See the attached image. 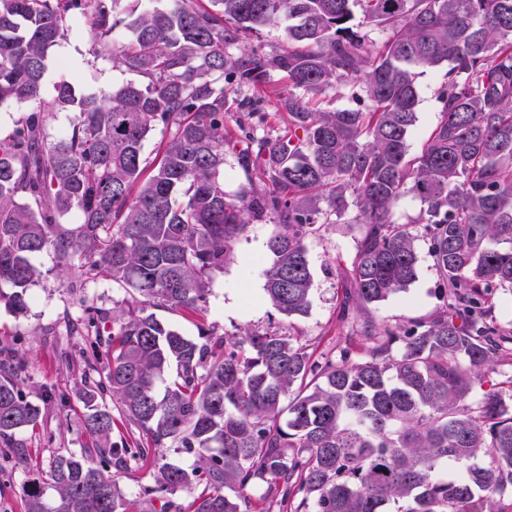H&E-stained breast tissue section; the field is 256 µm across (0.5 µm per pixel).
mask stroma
Returning a JSON list of instances; mask_svg holds the SVG:
<instances>
[{
    "label": "stroma",
    "instance_id": "stroma-1",
    "mask_svg": "<svg viewBox=\"0 0 512 512\" xmlns=\"http://www.w3.org/2000/svg\"><path fill=\"white\" fill-rule=\"evenodd\" d=\"M97 40L89 21L78 16L68 22L64 36L49 54L44 77L45 94L54 86L70 81L82 94L100 93L129 82H139L136 73L111 58L94 54ZM444 67L418 75L416 122L409 138L411 153H419L440 120L438 94L444 81ZM231 101L249 100L262 115L257 135L273 139L288 127V115L280 108L292 86L287 77L273 75L262 84H227ZM356 210L331 216L328 225L306 241L307 258L313 276L312 309L308 316L291 320L279 313L265 294V270L272 263L268 240L275 231L273 219L251 220L234 245L233 258L224 269L210 273L206 301L193 314L163 307L155 315L172 323L186 336L198 338L200 329L220 337H232L250 328L292 336L314 357L331 352L349 336L353 324L366 318L395 324L406 319L428 320L441 306L443 284L427 256L425 244H418L421 260L415 281L405 292L369 307L364 316L342 315L340 302L348 286L342 273L349 266L355 245L363 233L356 222ZM33 262L39 276L27 291V308L17 313L0 306V360L23 354L27 374L22 384L28 399L44 411V422L36 430L18 437L15 448L0 446V512H25L21 487L33 471L47 469L53 456L83 453L89 440L83 432L85 357L91 356L94 340L76 335L85 305L104 310L126 304L130 295L120 284L99 278L74 287L76 270L60 275L53 254L43 253ZM156 466H131L119 472L117 487L135 512H152L159 502L153 494Z\"/></svg>",
    "mask_w": 512,
    "mask_h": 512
}]
</instances>
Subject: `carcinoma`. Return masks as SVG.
Wrapping results in <instances>:
<instances>
[{"mask_svg":"<svg viewBox=\"0 0 512 512\" xmlns=\"http://www.w3.org/2000/svg\"><path fill=\"white\" fill-rule=\"evenodd\" d=\"M122 0H0V104L28 115L0 138V304L16 311L53 253L80 278L104 275L132 301L86 308L105 365L85 361L83 428L92 447L54 456L25 481L27 512H132L115 473L177 446L200 456L188 471L164 463L161 492L198 488L190 512H251L250 492L289 512H505L512 498V414L503 390L473 392L512 354V330L492 295L512 289V0H167L120 16ZM362 20L355 21L354 8ZM98 31L94 51L146 83L79 95L68 81L43 97L50 51L68 16ZM286 24L288 47L236 56L241 31ZM126 44L105 39L117 26ZM386 32L381 48L364 28ZM448 64L441 120L409 154L417 71ZM279 72L304 91L352 90L358 108L315 110L281 99L288 131L246 134L239 167L264 188L224 197V78L260 84ZM76 114L46 142L53 112ZM169 129L162 154L143 144ZM421 205L418 228L396 217ZM356 207L365 231L344 305L359 311L403 292L424 239L444 284L427 321L368 320L351 344L313 359L289 336L248 329L199 343L148 308L195 313L209 273L224 268L249 221L272 214L266 294L289 318L308 315L306 238L326 217ZM77 209L79 224L62 217ZM26 363L0 365V443L34 429L41 407L21 385ZM111 398L119 417L106 406ZM139 438L112 443L116 420Z\"/></svg>","mask_w":512,"mask_h":512,"instance_id":"obj_1","label":"carcinoma"}]
</instances>
